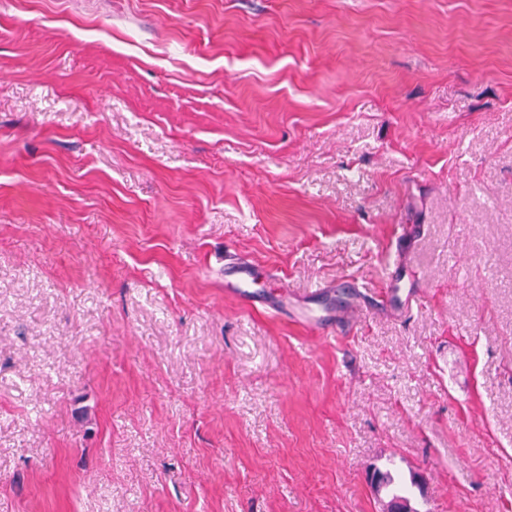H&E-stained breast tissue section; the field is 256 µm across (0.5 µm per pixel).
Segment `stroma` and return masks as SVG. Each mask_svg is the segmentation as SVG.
I'll return each mask as SVG.
<instances>
[{
	"label": "stroma",
	"mask_w": 512,
	"mask_h": 512,
	"mask_svg": "<svg viewBox=\"0 0 512 512\" xmlns=\"http://www.w3.org/2000/svg\"><path fill=\"white\" fill-rule=\"evenodd\" d=\"M376 467L512 512V0H0V512H382Z\"/></svg>",
	"instance_id": "obj_1"
}]
</instances>
